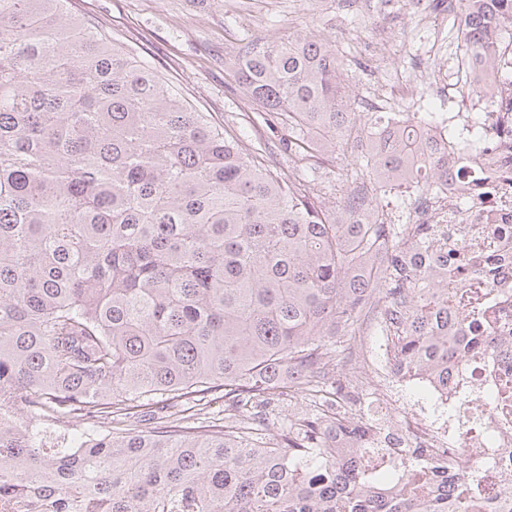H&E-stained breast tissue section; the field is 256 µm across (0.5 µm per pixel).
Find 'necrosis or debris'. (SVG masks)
Masks as SVG:
<instances>
[{"label":"necrosis or debris","mask_w":512,"mask_h":512,"mask_svg":"<svg viewBox=\"0 0 512 512\" xmlns=\"http://www.w3.org/2000/svg\"><path fill=\"white\" fill-rule=\"evenodd\" d=\"M480 75V69L472 65L458 73L424 75L420 91L411 100L462 102ZM465 158L467 165L477 169L483 187L494 191L484 208L460 210L457 200L463 187L459 178L452 176L442 183L436 198L413 195L405 211L389 210L388 217L414 224L451 225L473 255L486 245L489 225L498 226L500 291L489 296L487 307L493 315L501 305L512 306V179L500 175L504 167L512 166V153L469 152ZM505 336V331L494 330L485 341L484 353L455 363L444 385L424 372H397L393 341L380 337L366 360L382 384L377 396L380 409L389 414L384 445L392 457L403 458L408 449L424 448L444 463L466 459L480 473L478 486L489 481L498 488L512 484V390L506 393L508 408H492L484 402L488 388L512 376V355L505 352Z\"/></svg>","instance_id":"4bbe7bcc"}]
</instances>
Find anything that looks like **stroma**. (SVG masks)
<instances>
[{
    "label": "stroma",
    "instance_id": "stroma-1",
    "mask_svg": "<svg viewBox=\"0 0 512 512\" xmlns=\"http://www.w3.org/2000/svg\"><path fill=\"white\" fill-rule=\"evenodd\" d=\"M73 8L149 62L264 166L315 180L330 209L348 189L340 172L354 155L357 136L339 150H321L307 167H294L287 127L266 123L238 83V55L257 40L314 36L335 46L356 97L378 92L399 105L417 69L447 63L433 51V31L420 25L406 0H324L318 6L312 0H73Z\"/></svg>",
    "mask_w": 512,
    "mask_h": 512
}]
</instances>
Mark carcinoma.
Listing matches in <instances>:
<instances>
[{
	"label": "carcinoma",
	"mask_w": 512,
	"mask_h": 512,
	"mask_svg": "<svg viewBox=\"0 0 512 512\" xmlns=\"http://www.w3.org/2000/svg\"><path fill=\"white\" fill-rule=\"evenodd\" d=\"M70 0H0V496L29 512H512L476 471L386 458L336 380L362 312L398 336V367L448 385L484 351L491 267L429 224H387L380 191L467 176L431 122L356 111L332 45L247 46L236 73L306 163L358 125L367 177L329 211L265 168ZM475 94L510 116L512 0H456ZM480 281L485 288H467ZM223 392L222 425L168 409ZM305 411L275 424L273 404ZM24 410L35 426L14 419ZM78 419L56 448L41 428ZM277 426L275 443L268 430Z\"/></svg>",
	"instance_id": "cac0c4a2"
}]
</instances>
